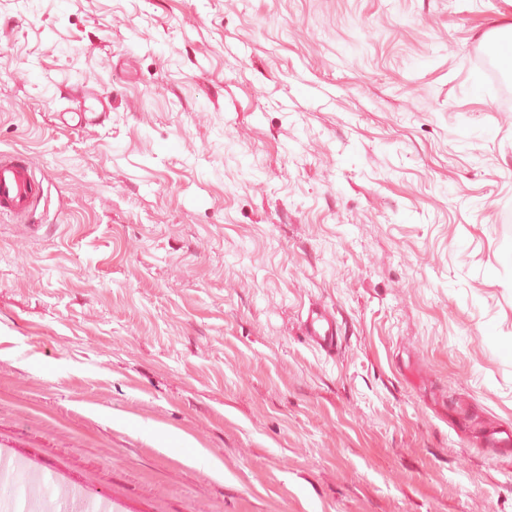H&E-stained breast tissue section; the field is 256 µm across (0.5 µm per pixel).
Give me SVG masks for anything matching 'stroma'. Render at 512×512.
Here are the masks:
<instances>
[{
    "mask_svg": "<svg viewBox=\"0 0 512 512\" xmlns=\"http://www.w3.org/2000/svg\"><path fill=\"white\" fill-rule=\"evenodd\" d=\"M512 0H0V462L31 512H512ZM102 127L63 125L76 85ZM326 303L335 358L301 315ZM190 436L223 471L171 452ZM68 100L69 105L57 112L59 120L64 125H71L68 123L66 116L72 114L71 120L77 118V123L71 125L72 127L98 126L111 112L110 95L94 86H78L73 90ZM48 192L28 156L20 151H0V215L33 217L48 205ZM482 439L486 448H492L498 456L512 454V427L501 423L485 424Z\"/></svg>",
    "mask_w": 512,
    "mask_h": 512,
    "instance_id": "1",
    "label": "stroma"
}]
</instances>
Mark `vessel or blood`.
<instances>
[{"instance_id":"obj_1","label":"vessel or blood","mask_w":512,"mask_h":512,"mask_svg":"<svg viewBox=\"0 0 512 512\" xmlns=\"http://www.w3.org/2000/svg\"><path fill=\"white\" fill-rule=\"evenodd\" d=\"M111 110L108 93L94 86L81 85L73 90L69 104L59 111V118L73 116L79 127L101 125ZM48 192L26 153L0 151V215L28 217L35 215L41 204L47 203ZM309 345L326 357H335L341 345L342 330L334 314L319 303L310 305L303 321ZM485 447L496 455L512 454V427L500 423L484 425Z\"/></svg>"}]
</instances>
